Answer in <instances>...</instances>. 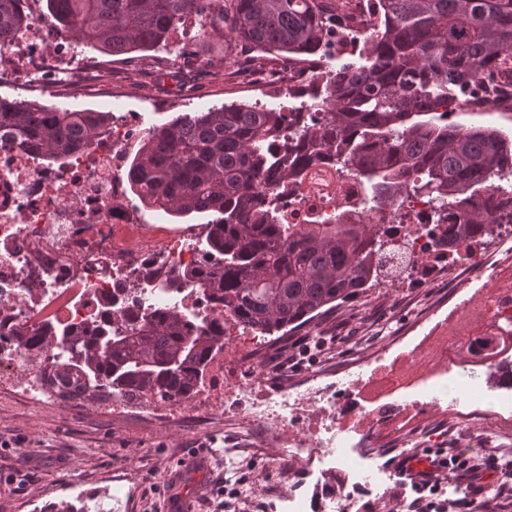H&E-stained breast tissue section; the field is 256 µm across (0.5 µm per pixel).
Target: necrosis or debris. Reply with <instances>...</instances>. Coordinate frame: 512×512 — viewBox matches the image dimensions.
Returning <instances> with one entry per match:
<instances>
[{
  "instance_id": "1",
  "label": "necrosis or debris",
  "mask_w": 512,
  "mask_h": 512,
  "mask_svg": "<svg viewBox=\"0 0 512 512\" xmlns=\"http://www.w3.org/2000/svg\"><path fill=\"white\" fill-rule=\"evenodd\" d=\"M351 12L349 34L336 47L346 55L365 45L377 18L373 0H354ZM102 67L41 25L0 49V95L43 93ZM327 73L319 59L289 63L266 83L245 73L242 87L311 112ZM138 136L137 126L121 115L106 141L71 152L60 166L0 140V387L33 401L48 397L36 378L38 356L17 346L15 331L47 322L83 329L107 310L117 325L126 309L152 313L167 300L146 285L144 274L201 264L191 229L142 223L129 198L122 170ZM271 200L287 224L376 225L385 251L402 266L399 278L377 282L378 292L414 281L431 287L445 282L452 295L389 341L391 361L370 371L350 363L337 370L320 365L307 374L271 369L263 357L274 340L225 317L224 347L209 356L204 386L185 398L118 394L110 400L113 411L168 423L189 406L200 418L237 421L228 447L287 443L288 455L303 460L304 470L288 495L270 486L264 512H359L364 493L389 487L369 470L376 449L417 444L422 406L438 407L452 420L465 399L482 405L483 419L512 424V393L484 386L476 370L478 363L512 358V344L496 338L500 325H512V293L494 296L477 316L492 343L476 340L475 353L465 358L450 343L439 355L429 354L437 331L483 290L484 276L512 267V216H500L483 245L452 246L447 210L409 192L366 209L360 179L337 169L328 155L301 181L275 189ZM133 495L129 480L117 476L105 494L84 490L76 500L81 512H118Z\"/></svg>"
}]
</instances>
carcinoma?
Listing matches in <instances>:
<instances>
[{"label": "carcinoma", "instance_id": "carcinoma-1", "mask_svg": "<svg viewBox=\"0 0 512 512\" xmlns=\"http://www.w3.org/2000/svg\"><path fill=\"white\" fill-rule=\"evenodd\" d=\"M22 0H0V49L27 26ZM379 28L358 59L319 86L325 118L256 104L186 112L153 129L125 175L149 210L184 218L214 214L200 243L206 263L170 272L162 293L191 288L243 325L272 336L313 325L368 290L381 237L364 224L281 223L260 202L297 180L323 154L359 177L366 202L412 187L455 210L448 242L493 231L508 195L481 199L494 175L512 176V141L490 125L448 123L438 112L489 67L512 63V0H375ZM57 31L112 56L166 42L185 16L204 36L238 39L288 60L314 58L348 20L346 0H46ZM109 113L0 99V135L56 164L108 132ZM221 314L162 306L81 331L46 325L15 341L52 355L44 381L64 400L125 389L186 396L210 353L224 346Z\"/></svg>", "mask_w": 512, "mask_h": 512}]
</instances>
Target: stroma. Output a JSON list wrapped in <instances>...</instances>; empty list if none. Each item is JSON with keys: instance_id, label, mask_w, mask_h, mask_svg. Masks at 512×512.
I'll list each match as a JSON object with an SVG mask.
<instances>
[{"instance_id": "stroma-1", "label": "stroma", "mask_w": 512, "mask_h": 512, "mask_svg": "<svg viewBox=\"0 0 512 512\" xmlns=\"http://www.w3.org/2000/svg\"><path fill=\"white\" fill-rule=\"evenodd\" d=\"M203 75L184 86L158 81L185 47L178 35L166 45L137 51L112 60V68L90 80L84 97L59 100L42 96L45 104L65 103L73 110L108 112L109 98L96 96L108 84L126 92L128 111L137 113L140 129L149 131L178 114L230 103H252L237 88V78L224 71L234 59L253 58L257 52L243 43H224L198 37L192 47ZM444 288H404L387 298L369 295L364 307L350 302L323 315L321 336L333 343L326 361L339 366L372 356L399 328L430 309ZM429 429L427 452L447 449L481 462L487 454L502 456L512 448V429L498 431L472 420L445 422L435 410L425 413ZM235 425L217 417L201 420L186 412L165 427L111 414L97 401L34 403L0 390V512H31L38 499L64 495L78 484L105 488L113 475L131 477L139 497L129 512H167V492L177 484L190 486L195 512H221L226 478L224 438Z\"/></svg>"}]
</instances>
